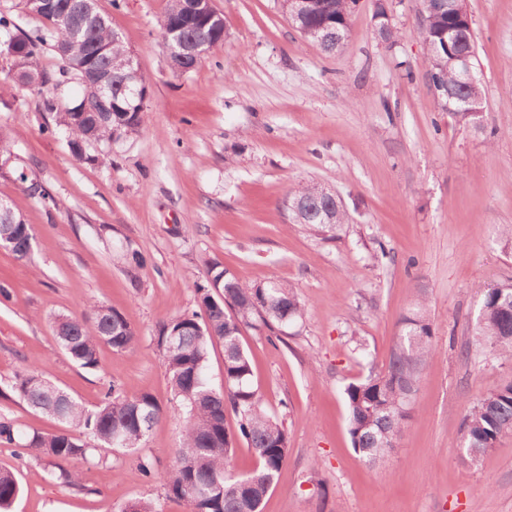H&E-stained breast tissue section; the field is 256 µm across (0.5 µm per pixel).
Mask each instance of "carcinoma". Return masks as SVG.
Returning a JSON list of instances; mask_svg holds the SVG:
<instances>
[{
    "mask_svg": "<svg viewBox=\"0 0 512 512\" xmlns=\"http://www.w3.org/2000/svg\"><path fill=\"white\" fill-rule=\"evenodd\" d=\"M57 12L45 9V0H24L26 12L40 22L25 31L0 14V36L14 37L20 44L10 71L17 82L38 97L39 110L52 116L43 131L61 134L73 156L89 162L105 161L112 146L141 132L149 102L135 96L148 89L145 77L126 78L124 62L129 48L110 26L94 0H56ZM357 0H311L303 14L293 13L288 0L280 7L307 41L324 53L343 47ZM418 34L426 49L427 75L439 109L450 112L459 126L479 132L483 108L481 77L464 78L457 58L475 50L472 17L464 0H422ZM376 35L393 45L398 31L377 7ZM222 15L204 2L189 14L183 0H169L161 21V38L172 69L197 67L194 59L181 57L182 47L200 48L204 58L224 41ZM51 49L58 68L40 67L43 53ZM111 78L102 100L91 111L81 112L83 100L94 98L91 88L100 75ZM102 146L98 155L88 149ZM12 141L0 130V162L7 169L2 177H14L32 195L46 198L38 184L11 165ZM288 211L296 224L319 233H330L348 221L342 200L326 198L321 187L309 184L288 197ZM35 231L22 213L12 212L8 224L0 222V247L17 258L32 249ZM205 284L195 289L199 310L180 313L159 324L158 347L162 350L172 400L184 414L181 443L175 449L165 483V493L183 505V512H262L263 502L276 484L288 460V432L279 418L268 413L252 386V366L241 343L242 329L258 320L271 333L301 320L305 304L295 288L285 283L248 284L237 279L218 262L207 264ZM60 347L82 369L98 367V347L106 344L116 352H130L140 335L121 312L94 303L80 316L52 317ZM397 347L385 371L372 372L344 387L347 427L359 458L373 464L396 448L414 411L413 400L423 366L436 354L434 328L423 294L400 320ZM473 336L492 358L512 359V281L482 291L481 307ZM224 347V390L212 387L207 376L210 346ZM33 410L58 420L63 429L53 434L24 431L0 415V445L16 455L46 458L67 486L82 487L83 472L77 462L92 464L103 452L121 449L135 453L143 447L163 407L149 393L129 397L110 385L101 403L88 409L70 393L53 386L29 364L10 385ZM236 417V427L226 424V415ZM121 428L126 444L112 442V430ZM512 433V380L481 393L462 416L460 451L472 462L492 452L498 440ZM245 441L256 457L247 474L231 468L235 447ZM20 485L14 472L0 469V509L18 497Z\"/></svg>",
    "mask_w": 512,
    "mask_h": 512,
    "instance_id": "cac0c4a2",
    "label": "carcinoma"
}]
</instances>
